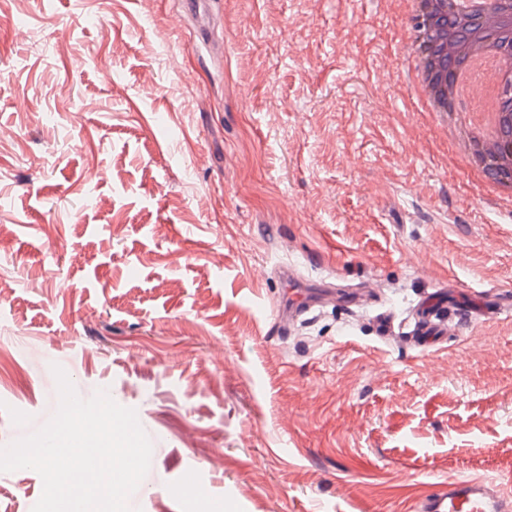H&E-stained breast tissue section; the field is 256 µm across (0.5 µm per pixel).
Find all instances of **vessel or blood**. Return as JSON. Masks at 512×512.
Wrapping results in <instances>:
<instances>
[{"instance_id":"b4317fda","label":"vessel or blood","mask_w":512,"mask_h":512,"mask_svg":"<svg viewBox=\"0 0 512 512\" xmlns=\"http://www.w3.org/2000/svg\"><path fill=\"white\" fill-rule=\"evenodd\" d=\"M210 3L211 0H182L181 4L185 17L193 22L197 33L207 43L212 40ZM280 281L286 295L273 311L279 324L306 315L317 308L324 297L322 291L304 287L302 280L290 269L281 271ZM454 297L453 289L443 287L422 303L416 318L415 335L424 355H431L433 348L440 344L444 334L441 317ZM502 300L501 294L475 291L464 300L460 313L468 321L477 323L497 314ZM418 512H512V492L481 477L452 475L446 490L425 496Z\"/></svg>"}]
</instances>
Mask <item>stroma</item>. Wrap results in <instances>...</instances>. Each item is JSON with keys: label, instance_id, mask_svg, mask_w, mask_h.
Segmentation results:
<instances>
[{"label": "stroma", "instance_id": "obj_1", "mask_svg": "<svg viewBox=\"0 0 512 512\" xmlns=\"http://www.w3.org/2000/svg\"><path fill=\"white\" fill-rule=\"evenodd\" d=\"M178 2L0 0V447L52 417L56 364L148 412L144 482L197 512H410L448 475L512 478V311L445 314L429 358L410 336L445 284L512 290V192L427 112L403 0H213L206 48ZM285 265L376 301L281 329ZM42 491L0 473V512Z\"/></svg>", "mask_w": 512, "mask_h": 512}]
</instances>
